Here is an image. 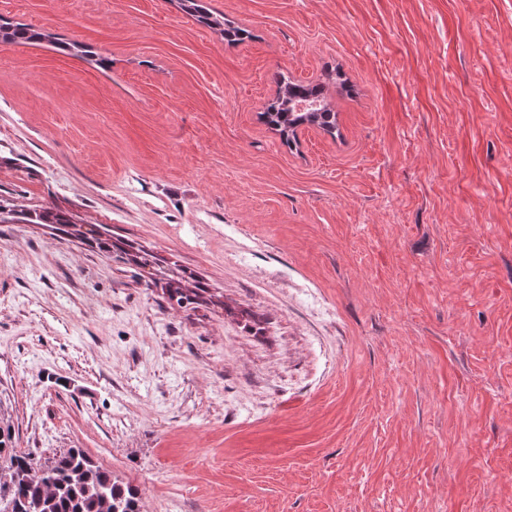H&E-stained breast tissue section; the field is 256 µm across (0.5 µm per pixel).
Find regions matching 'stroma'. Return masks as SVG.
Instances as JSON below:
<instances>
[{
	"label": "stroma",
	"mask_w": 512,
	"mask_h": 512,
	"mask_svg": "<svg viewBox=\"0 0 512 512\" xmlns=\"http://www.w3.org/2000/svg\"><path fill=\"white\" fill-rule=\"evenodd\" d=\"M205 2L0 0V426L141 512H512V0ZM180 9L187 15L193 17L199 24L214 28L216 26L223 27L221 29L224 34V39L229 42H240L248 38L249 33L241 28L233 27L224 24V21L218 20L210 12L209 8L204 3V0H177ZM44 38L43 32L30 26L0 24L1 45L32 44L41 42ZM300 102L315 104L303 111L297 110ZM264 117L267 123L278 130L284 139L301 125H313L332 133L336 129V112L324 97V89L319 85H299L283 83L278 96L269 104ZM168 286L167 294L169 300H175L178 305H184L185 307L195 303L194 300L207 290L201 282H195L193 288H188L184 285L182 287L181 281L174 279L169 282Z\"/></svg>",
	"instance_id": "obj_1"
}]
</instances>
